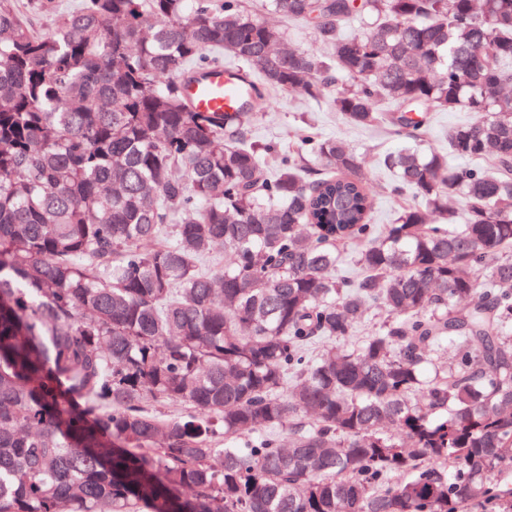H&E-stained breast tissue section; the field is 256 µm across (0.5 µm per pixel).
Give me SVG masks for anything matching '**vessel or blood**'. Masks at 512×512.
Returning a JSON list of instances; mask_svg holds the SVG:
<instances>
[{
    "label": "vessel or blood",
    "instance_id": "b4317fda",
    "mask_svg": "<svg viewBox=\"0 0 512 512\" xmlns=\"http://www.w3.org/2000/svg\"><path fill=\"white\" fill-rule=\"evenodd\" d=\"M253 92V82L243 69L210 67L194 73L188 81V94L199 112H236Z\"/></svg>",
    "mask_w": 512,
    "mask_h": 512
}]
</instances>
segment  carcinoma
<instances>
[{
	"label": "carcinoma",
	"instance_id": "1",
	"mask_svg": "<svg viewBox=\"0 0 512 512\" xmlns=\"http://www.w3.org/2000/svg\"><path fill=\"white\" fill-rule=\"evenodd\" d=\"M265 7L330 55L240 0H0V512H512V0ZM226 55L251 105L194 111ZM268 88L408 140L394 223L345 141L253 140ZM273 20L291 46L318 54L326 53L327 50L317 41L313 30L308 25L288 20L283 16L275 17ZM470 118L468 112H437L423 142L424 148L448 151V127Z\"/></svg>",
	"mask_w": 512,
	"mask_h": 512
}]
</instances>
